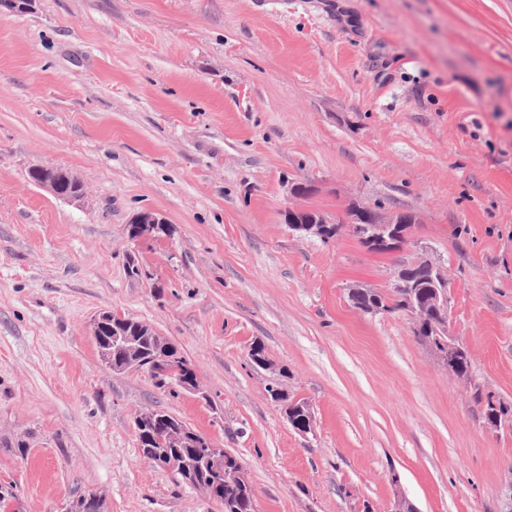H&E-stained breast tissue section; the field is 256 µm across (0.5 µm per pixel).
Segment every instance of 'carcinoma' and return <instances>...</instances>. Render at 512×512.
Wrapping results in <instances>:
<instances>
[{"mask_svg":"<svg viewBox=\"0 0 512 512\" xmlns=\"http://www.w3.org/2000/svg\"><path fill=\"white\" fill-rule=\"evenodd\" d=\"M345 225L332 222L326 225V231L315 234L306 228V224L294 228V231L307 236H314L322 243L335 241L344 231ZM407 269L400 274V280L385 290L362 285L350 289L348 301L351 305L370 315L407 313L409 311V289H414L424 313V324L415 330L416 338L424 345H439L437 334L426 329V323L432 319L431 307L435 288L440 281L436 276L437 267L427 262L412 263L406 258L396 262ZM125 333L130 339L132 348L112 352V329ZM101 360L109 367L126 366L146 370L156 380L159 388L167 387V377L163 370L170 363H176L194 383L198 382L197 374L190 361L179 352L177 346L169 339L159 335L150 325L128 317L117 325L107 323L100 328V334L94 337ZM471 362L467 350H462L455 359L448 361V372L458 378L470 375ZM478 404H484V415L496 417L499 424L512 429V403L495 400L492 396L482 399L481 392L474 394ZM139 424L137 435L142 455L160 467H168L178 476L180 482L195 489H214L211 497L218 501L224 512H254V488L231 486L224 483V477L209 467L198 463V454L205 446L195 440V430L179 418L164 411L147 410L139 414L135 420ZM74 512H105L104 500L96 493H87L78 497L73 503Z\"/></svg>","mask_w":512,"mask_h":512,"instance_id":"carcinoma-1","label":"carcinoma"}]
</instances>
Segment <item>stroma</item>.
<instances>
[{
    "label": "stroma",
    "mask_w": 512,
    "mask_h": 512,
    "mask_svg": "<svg viewBox=\"0 0 512 512\" xmlns=\"http://www.w3.org/2000/svg\"><path fill=\"white\" fill-rule=\"evenodd\" d=\"M512 0H36L0 15V493L5 512H224L145 459L167 411L238 456L256 512H503L512 430ZM83 184L77 203L34 168ZM310 182L315 191L294 196ZM412 214L446 265L448 373L403 314L365 315L393 256L286 209ZM152 214L166 233L131 239ZM141 277L126 273L128 259ZM147 322L192 363L171 395L99 358L91 319ZM260 341L272 367L251 363ZM306 401L299 434L267 386ZM27 441L18 452V441ZM43 171L39 173L38 179H35L33 182L38 186L46 189L49 193H51L55 198L67 201V202H76L81 200V196L70 194L67 192H63V179L60 177V174L55 171V169H47L40 168ZM304 217L306 218L307 222H304L303 225H300L299 227H296V228L291 227V229L296 232L307 235V236H314V237L318 238L323 244H329V243L335 241L342 234V232L344 231V229L346 227L345 224H340L341 220L338 219V221H337V219H336V223L330 222V224H322V225L326 226V231L323 234H317V233L308 231L306 228V226H307L306 224H316L315 222H313V220H319V219L325 218V216L318 210L310 209V210H305ZM462 352L456 355L455 359H450L448 361V355L446 352H440L437 350H433L436 358L445 365L448 362L449 373H452L458 378H468L470 375L471 362L470 357L467 350L461 346Z\"/></svg>",
    "instance_id": "1"
}]
</instances>
